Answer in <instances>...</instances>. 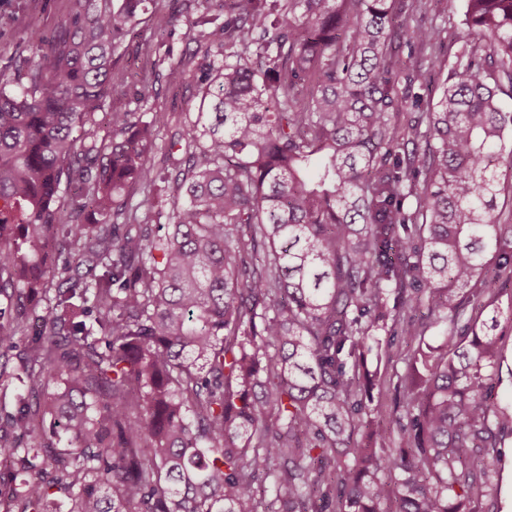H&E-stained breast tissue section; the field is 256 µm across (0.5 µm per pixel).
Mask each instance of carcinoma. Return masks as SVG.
I'll use <instances>...</instances> for the list:
<instances>
[{"label": "carcinoma", "mask_w": 512, "mask_h": 512, "mask_svg": "<svg viewBox=\"0 0 512 512\" xmlns=\"http://www.w3.org/2000/svg\"><path fill=\"white\" fill-rule=\"evenodd\" d=\"M148 2L66 0L0 67L5 512H476L512 440V0H464L434 103L392 51L440 40L424 0H219L164 186L165 115L104 111ZM380 331L412 348L374 414ZM496 334L501 337L506 348L507 360L503 363L499 372L501 385L498 391L500 393H510L512 389V380L510 377V368H512V323L501 319V324L496 330Z\"/></svg>", "instance_id": "carcinoma-1"}]
</instances>
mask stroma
<instances>
[{"label": "stroma", "instance_id": "obj_1", "mask_svg": "<svg viewBox=\"0 0 512 512\" xmlns=\"http://www.w3.org/2000/svg\"><path fill=\"white\" fill-rule=\"evenodd\" d=\"M180 13L175 28H167L171 13ZM209 0H156V8L147 12L138 27L140 41L163 42L170 50L171 61L194 54L196 40L203 28L201 18L214 17ZM64 19V0H49L46 10H34L31 0H0V65L4 64L15 42L27 36L28 22H36L43 35H52ZM424 22H433L446 30V38L434 50L433 59H425L421 68L431 77V94L439 96L440 88L465 32L463 0H429ZM195 56V54H194ZM208 58L195 56L194 65L205 68ZM124 80L112 96L111 108L138 114L154 110L166 112L170 127L176 128L194 120L201 98L199 82L175 85L167 80V65H152L140 56L123 64ZM405 343L402 337L385 336L378 371L382 385L374 394L375 405L389 407L395 397V385L406 369ZM501 462L491 489L485 490L475 504L477 512H512V445L501 449Z\"/></svg>", "mask_w": 512, "mask_h": 512}]
</instances>
